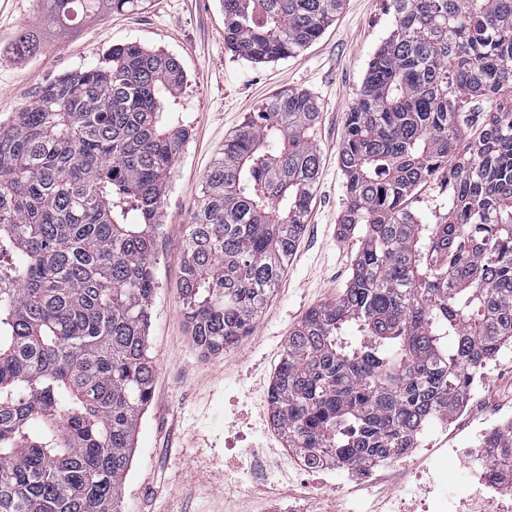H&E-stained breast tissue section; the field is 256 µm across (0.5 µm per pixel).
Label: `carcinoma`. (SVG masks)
I'll list each match as a JSON object with an SVG mask.
<instances>
[{"label":"carcinoma","mask_w":512,"mask_h":512,"mask_svg":"<svg viewBox=\"0 0 512 512\" xmlns=\"http://www.w3.org/2000/svg\"><path fill=\"white\" fill-rule=\"evenodd\" d=\"M41 2L62 29L144 6ZM220 2L224 48L267 63L298 57L344 0ZM390 8L339 151L353 274L288 336L269 391L288 447L344 466L398 455L512 344V0ZM39 49L28 31L11 45ZM183 84L176 57L118 44L0 127V512H120L151 399L152 258L188 139ZM319 113L309 92L273 97L205 175L180 300L206 355L247 336L288 266L320 178ZM428 182L448 189L434 222L409 207Z\"/></svg>","instance_id":"obj_1"}]
</instances>
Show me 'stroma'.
<instances>
[{"label":"stroma","mask_w":512,"mask_h":512,"mask_svg":"<svg viewBox=\"0 0 512 512\" xmlns=\"http://www.w3.org/2000/svg\"><path fill=\"white\" fill-rule=\"evenodd\" d=\"M395 25L389 0H346L323 35L299 57L254 64L224 47L220 0H146L143 9L105 12L58 30L39 0H0V124L58 76L100 64L108 49L137 42L176 57L185 82L178 123L189 139L172 170L155 239L156 283L148 330L155 360L151 402L135 438L121 512H224V397L247 398L258 423L283 346L314 307L345 288L357 238L339 233L346 205L337 156L345 114L368 64ZM30 29L43 50L18 58L10 46ZM306 90L321 103L315 144L321 175L298 246L250 333L224 354L203 356L185 326L179 282L187 226L202 182L224 139L278 92ZM469 407L489 416L512 408V362L494 379L472 386Z\"/></svg>","instance_id":"1"}]
</instances>
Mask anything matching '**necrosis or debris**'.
Returning <instances> with one entry per match:
<instances>
[{
	"label": "necrosis or debris",
	"instance_id": "4bbe7bcc",
	"mask_svg": "<svg viewBox=\"0 0 512 512\" xmlns=\"http://www.w3.org/2000/svg\"><path fill=\"white\" fill-rule=\"evenodd\" d=\"M511 422L512 417L506 415L484 421L473 435V447L461 453L441 442H423L421 435H414L409 448L397 456L367 467L348 468L340 482L335 479L337 466L332 459L310 463L294 451L288 459L266 465L256 460L253 447L243 444L237 434L224 442V456L232 471L227 478L232 492L225 495L224 504L232 506L234 491L245 485L270 482L279 484L281 490L263 498L258 512H309L310 495L294 485V478L313 475L323 489L338 487L349 495L396 475L404 463L410 462L416 466L420 482L410 498L393 504L392 512H512V501L504 498L505 493L512 492V464L505 457V449L487 443L489 431ZM458 478L473 485V493L458 499L450 495L448 487Z\"/></svg>",
	"mask_w": 512,
	"mask_h": 512
}]
</instances>
